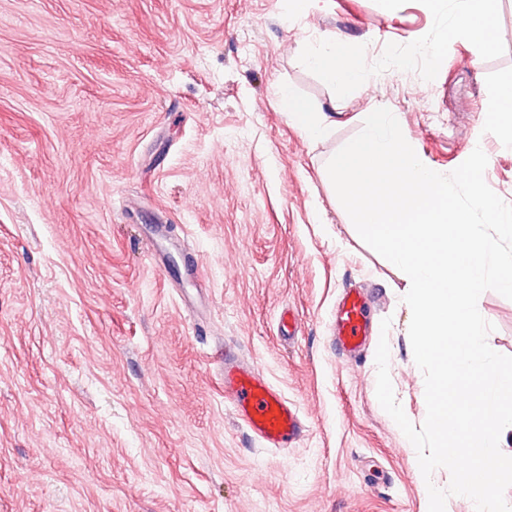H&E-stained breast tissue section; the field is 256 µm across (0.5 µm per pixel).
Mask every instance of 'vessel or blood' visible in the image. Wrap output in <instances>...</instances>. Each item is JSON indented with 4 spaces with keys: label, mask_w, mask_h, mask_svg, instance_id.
<instances>
[{
    "label": "vessel or blood",
    "mask_w": 512,
    "mask_h": 512,
    "mask_svg": "<svg viewBox=\"0 0 512 512\" xmlns=\"http://www.w3.org/2000/svg\"><path fill=\"white\" fill-rule=\"evenodd\" d=\"M370 305L361 291L342 294L336 308V342L342 352L354 355L364 347L371 330ZM222 358L224 398L237 419L264 447H294L307 432L298 406L234 350L225 349Z\"/></svg>",
    "instance_id": "obj_1"
}]
</instances>
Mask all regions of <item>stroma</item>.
<instances>
[{"label": "stroma", "mask_w": 512, "mask_h": 512, "mask_svg": "<svg viewBox=\"0 0 512 512\" xmlns=\"http://www.w3.org/2000/svg\"><path fill=\"white\" fill-rule=\"evenodd\" d=\"M448 9L0 0V512H428L416 450L376 397L379 334L355 359L331 334L344 289L375 296L395 397L422 425L404 274L325 168L384 107L442 173L482 148L512 204V147L486 110L512 84V0L491 50L449 34ZM329 37L361 56L360 82L305 65ZM285 86L332 116L320 138ZM478 309L512 356V300L488 290ZM226 344L304 413L296 447L235 418L213 360ZM280 98L294 122L305 130L310 138L314 139L321 135L326 117L317 119L314 116L316 112H310L309 106L289 87L281 89Z\"/></svg>", "instance_id": "35a3bbf8"}]
</instances>
